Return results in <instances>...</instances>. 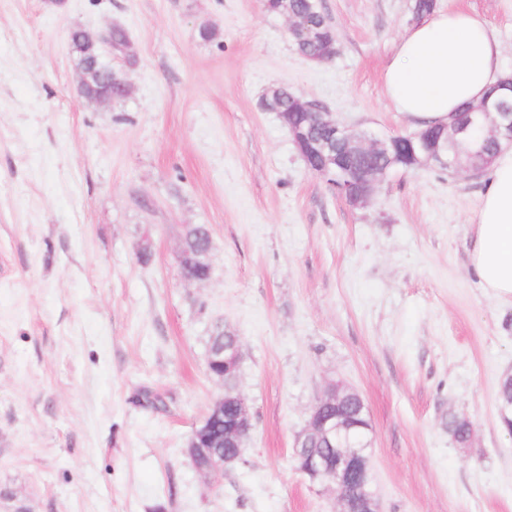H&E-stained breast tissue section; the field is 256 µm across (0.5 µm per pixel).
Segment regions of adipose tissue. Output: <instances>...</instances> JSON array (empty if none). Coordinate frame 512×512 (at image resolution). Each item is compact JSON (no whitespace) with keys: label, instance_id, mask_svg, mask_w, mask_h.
<instances>
[{"label":"adipose tissue","instance_id":"obj_1","mask_svg":"<svg viewBox=\"0 0 512 512\" xmlns=\"http://www.w3.org/2000/svg\"><path fill=\"white\" fill-rule=\"evenodd\" d=\"M501 54L489 23L478 14L437 12L398 43L384 74L386 96L415 126L450 121L498 81ZM469 271L491 296L512 298V148L502 149L491 165Z\"/></svg>","mask_w":512,"mask_h":512}]
</instances>
